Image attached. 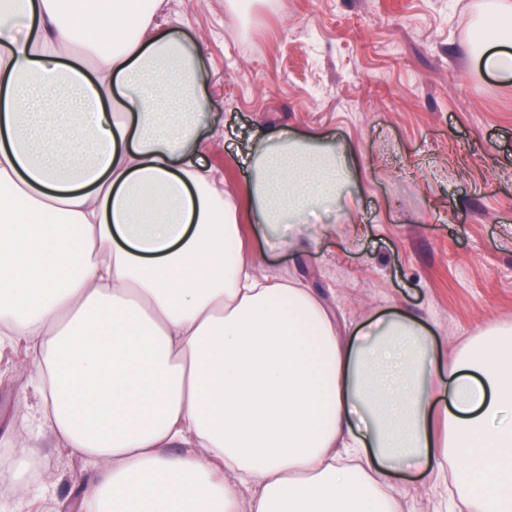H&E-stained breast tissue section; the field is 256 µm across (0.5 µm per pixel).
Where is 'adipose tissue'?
I'll use <instances>...</instances> for the list:
<instances>
[{"label": "adipose tissue", "instance_id": "ef3b65f1", "mask_svg": "<svg viewBox=\"0 0 512 512\" xmlns=\"http://www.w3.org/2000/svg\"><path fill=\"white\" fill-rule=\"evenodd\" d=\"M147 0H0V345L93 512H394L450 469L512 512V334L449 356L400 312L342 333L265 235L350 214L344 151L264 131L237 195L201 164L207 70Z\"/></svg>", "mask_w": 512, "mask_h": 512}]
</instances>
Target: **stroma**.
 Wrapping results in <instances>:
<instances>
[{"mask_svg":"<svg viewBox=\"0 0 512 512\" xmlns=\"http://www.w3.org/2000/svg\"><path fill=\"white\" fill-rule=\"evenodd\" d=\"M486 2L154 0L155 21L208 68L203 158L218 193L246 181L262 131L316 133L355 159L351 218L319 210L267 257L340 324L397 310L452 351L512 327V74L475 66ZM30 372L22 348H0V459L37 445L35 512H85L92 465L19 415Z\"/></svg>","mask_w":512,"mask_h":512,"instance_id":"stroma-1","label":"stroma"}]
</instances>
